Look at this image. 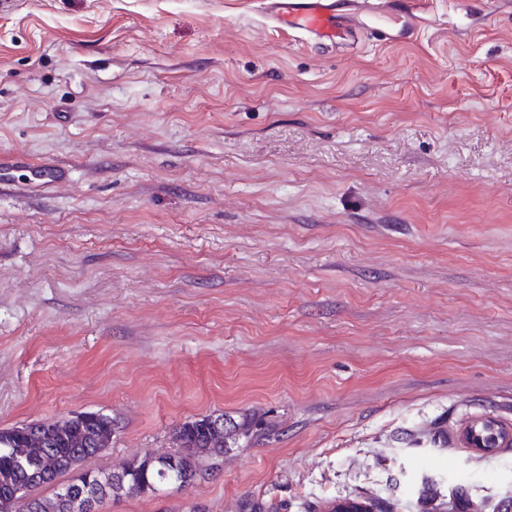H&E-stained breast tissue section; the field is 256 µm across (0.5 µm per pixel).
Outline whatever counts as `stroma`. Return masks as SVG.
<instances>
[{"label": "stroma", "mask_w": 512, "mask_h": 512, "mask_svg": "<svg viewBox=\"0 0 512 512\" xmlns=\"http://www.w3.org/2000/svg\"><path fill=\"white\" fill-rule=\"evenodd\" d=\"M327 50L259 0H14L0 157V428L114 419L109 470L214 411L265 427L107 512H448L512 497V0H428ZM19 167H28L34 180L32 183L39 186L56 185L66 179V173L59 167L47 163H30L26 154L16 153L10 162H0V189L13 182L15 169Z\"/></svg>", "instance_id": "obj_1"}]
</instances>
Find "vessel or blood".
<instances>
[{
	"label": "vessel or blood",
	"instance_id": "1",
	"mask_svg": "<svg viewBox=\"0 0 512 512\" xmlns=\"http://www.w3.org/2000/svg\"><path fill=\"white\" fill-rule=\"evenodd\" d=\"M266 15L273 27L302 32L312 43L333 46L355 40L370 16L388 14L401 23V33H414L424 20V0H265ZM29 167L36 185L52 186L65 180L59 167L29 163L26 154H14L0 162V187L11 184L19 167Z\"/></svg>",
	"mask_w": 512,
	"mask_h": 512
}]
</instances>
